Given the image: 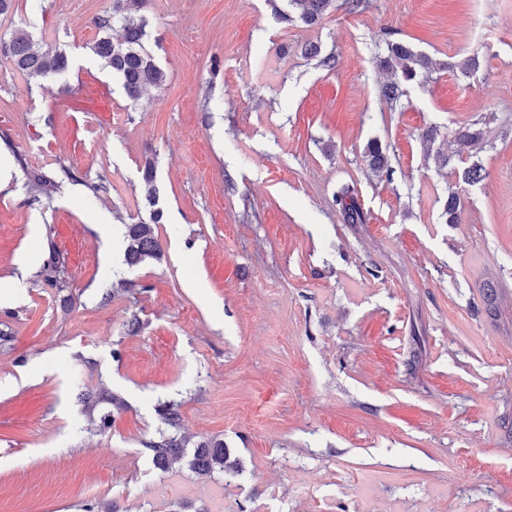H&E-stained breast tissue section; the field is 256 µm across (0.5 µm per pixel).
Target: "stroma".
<instances>
[{
    "mask_svg": "<svg viewBox=\"0 0 512 512\" xmlns=\"http://www.w3.org/2000/svg\"><path fill=\"white\" fill-rule=\"evenodd\" d=\"M109 6L0 17L71 58L55 80L0 57V512H512V0H336L312 27L284 0H146L167 78L135 103L90 50ZM389 40L433 61L393 104ZM462 123L482 150L458 153ZM374 139L389 172L364 157ZM149 161L163 256L116 265L104 240L149 219ZM28 166L77 180L37 197ZM345 184L365 223L343 222ZM52 245L61 290L38 278ZM85 389L125 401L109 428ZM170 400L240 475L154 466Z\"/></svg>",
    "mask_w": 512,
    "mask_h": 512,
    "instance_id": "stroma-1",
    "label": "stroma"
}]
</instances>
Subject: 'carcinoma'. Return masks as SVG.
Wrapping results in <instances>:
<instances>
[{"mask_svg": "<svg viewBox=\"0 0 512 512\" xmlns=\"http://www.w3.org/2000/svg\"><path fill=\"white\" fill-rule=\"evenodd\" d=\"M145 0H111L109 9L103 15L94 17L93 24L104 33L91 46L93 53L104 60L112 77L120 82L127 98L135 102L149 88H158L166 81V73L155 61L145 46V20L137 16ZM288 12L283 18L289 22L306 27L319 23L327 11L334 6L335 0H286ZM120 25L122 34L113 38L110 31ZM388 53L378 59L379 66L391 74L385 84L384 95L398 101L404 95L403 86L433 66L432 60L423 53L414 51L400 42H387ZM11 59L15 69L29 77L44 78L63 76L69 68L66 54L45 42H38L26 31H17L5 41L0 38V54ZM454 140L459 151H474L482 148L484 133L471 124H461L454 131ZM368 163L381 172L387 167L385 155L378 141L373 140L367 146ZM27 174L29 190L35 195L51 197L61 192L65 182H74L73 173L63 168L55 176H49L41 170L30 169L23 159H18ZM143 193L145 201L153 207L150 221L126 224L122 229L125 243V261L136 266L149 259L162 257L163 250L154 225L160 223L162 212L156 209L159 197L156 169L148 164L142 170ZM343 220L347 224H363L366 215L358 201L355 189L350 186L341 188L336 199ZM66 257L56 248H49V254L43 261L39 276L52 287H66L64 272ZM156 413L165 425L174 428L172 433H159V438L146 444L152 461L160 469H167L185 456L188 440L175 431L179 417L178 406L163 402L156 407ZM190 468L201 476L214 473L236 476L241 473L239 463L230 460V454L221 440L211 439L196 445Z\"/></svg>", "mask_w": 512, "mask_h": 512, "instance_id": "obj_1", "label": "carcinoma"}]
</instances>
